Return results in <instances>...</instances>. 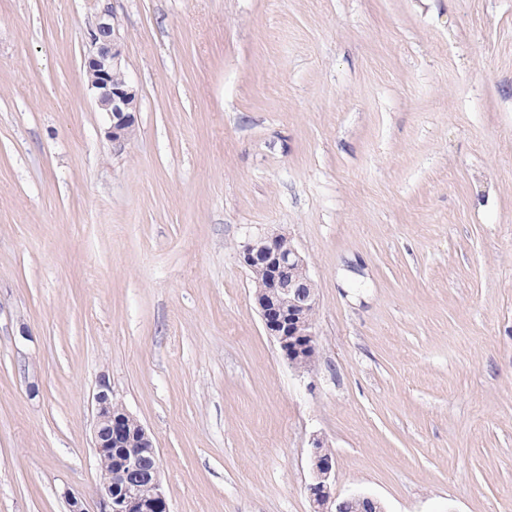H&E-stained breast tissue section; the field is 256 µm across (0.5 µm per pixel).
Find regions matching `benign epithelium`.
Instances as JSON below:
<instances>
[{
  "label": "benign epithelium",
  "mask_w": 512,
  "mask_h": 512,
  "mask_svg": "<svg viewBox=\"0 0 512 512\" xmlns=\"http://www.w3.org/2000/svg\"><path fill=\"white\" fill-rule=\"evenodd\" d=\"M91 49L84 67L97 106L107 114L106 135L112 145L121 148L131 138L138 111V94L121 66L119 37L113 16L105 11L90 35ZM283 234H261L244 243L240 260L250 272L265 274L263 290L254 295L266 333L278 344L284 358L292 365L316 357L313 311L318 296L308 262L298 247L279 250ZM127 409L117 410L112 387L102 381L94 396L92 444L100 461L119 465L104 468L99 487L97 512H170L159 463L149 471L142 468L144 453L153 447L145 427L134 434L125 427ZM320 439L311 442L309 463L311 482L308 496L314 512H345L350 498L337 499L333 493L336 475L332 458L323 453Z\"/></svg>",
  "instance_id": "benign-epithelium-1"
}]
</instances>
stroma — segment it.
Listing matches in <instances>:
<instances>
[{"label": "stroma", "mask_w": 512, "mask_h": 512, "mask_svg": "<svg viewBox=\"0 0 512 512\" xmlns=\"http://www.w3.org/2000/svg\"><path fill=\"white\" fill-rule=\"evenodd\" d=\"M272 230L307 372L238 256ZM103 380L170 512H312L316 437L337 497L512 512V0H0V512H95ZM118 42L113 16L105 10L90 35L91 49L84 67L89 86L96 92L97 106L109 120L106 135L116 148L130 140L138 112V94L122 70ZM288 240L292 239L283 234L255 236L242 246L240 260L249 272H264L265 283L254 295L255 305L266 333L284 358L297 366L300 360L316 357L313 311L319 300L305 256L295 244L288 249ZM278 244L287 252L280 251Z\"/></svg>", "instance_id": "35a3bbf8"}]
</instances>
